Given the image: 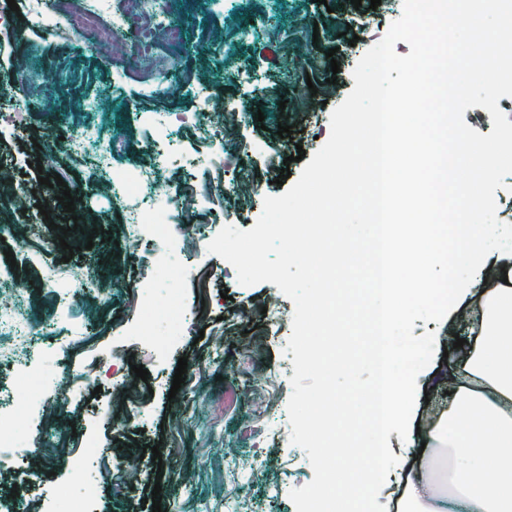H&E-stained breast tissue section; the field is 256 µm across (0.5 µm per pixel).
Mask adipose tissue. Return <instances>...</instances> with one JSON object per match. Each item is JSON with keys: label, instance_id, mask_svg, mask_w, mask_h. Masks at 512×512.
<instances>
[{"label": "adipose tissue", "instance_id": "ef3b65f1", "mask_svg": "<svg viewBox=\"0 0 512 512\" xmlns=\"http://www.w3.org/2000/svg\"><path fill=\"white\" fill-rule=\"evenodd\" d=\"M376 120V113L367 112L338 130L331 175L325 183L312 184L307 198L317 200L329 188L335 201H343L356 178L371 188L374 285L368 299L348 300L343 308L353 315L369 311L376 324L372 357L379 380L357 379L353 387L361 394L378 384L387 392L373 427L377 441L407 425L405 406L418 387L398 369L399 363L416 357V348L392 349L389 338L404 328L413 310L435 300L437 290L421 277V270L450 256L478 265V278L453 284L448 305L456 307L471 293L481 300L475 343L460 356L451 407L428 428L426 447L399 493L396 512H448L452 502L459 512H512V251L501 252L496 264L484 265L500 227L471 220L494 207L485 191L487 170L500 161L512 164V144L497 150L461 138L451 140L428 132L422 113L393 112L389 124L411 131L399 143L408 162L402 169L396 162H382L380 141L373 132ZM405 172L412 177L419 203L412 207L395 201L394 226L383 231L380 193L395 192ZM452 172L461 178L450 193L446 186ZM288 243L289 257L310 267L349 265L360 253L356 236L337 239L328 224L310 225L305 234L289 233Z\"/></svg>", "mask_w": 512, "mask_h": 512}]
</instances>
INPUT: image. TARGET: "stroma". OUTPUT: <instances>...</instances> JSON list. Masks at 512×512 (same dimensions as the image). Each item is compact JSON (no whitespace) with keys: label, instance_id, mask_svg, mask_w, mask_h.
Here are the masks:
<instances>
[{"label":"stroma","instance_id":"35a3bbf8","mask_svg":"<svg viewBox=\"0 0 512 512\" xmlns=\"http://www.w3.org/2000/svg\"><path fill=\"white\" fill-rule=\"evenodd\" d=\"M208 0L185 5L187 42L179 49L158 42L155 52L165 60L157 74L161 92L146 94L126 70L137 52L125 40L115 55L92 51L84 39L47 33L0 0V77L35 66L51 73L44 96L55 99V111L25 103L23 129H0V177L6 185L26 192L28 207L16 211L0 203V225L26 226L25 235L7 239L0 249L27 251L50 244L56 274L67 276L83 264L97 266L96 303L80 301L71 307L53 303L46 290L36 289L33 273H24L26 315L32 325L53 320L61 326H87L88 332L70 345L74 371L93 369L95 385L65 383L54 352L39 349L29 372L11 376L24 385L28 376L46 381L63 396L50 411L49 426L24 436L22 462L0 460V512H11L15 493L27 498L28 512H68V502L81 498L85 483L98 487L85 512H152V490L160 488L162 512H225L224 500L239 497L250 512H296L291 489L313 478L305 452L289 441L287 401L293 375L284 349L291 335L294 305L276 285L250 287L237 281L231 264L208 253L207 242L227 225L251 229L266 196H279L276 181L282 167L299 176L303 165L292 156L314 154L326 142L333 108L353 89L352 71L366 50L381 40L402 14V0H381L377 9L354 7L350 0H272L271 22H263L253 0H228L218 16L207 12ZM235 26L260 29L254 41L242 44L229 58L211 57L202 78L211 91L236 104L237 126L229 128L224 146L232 156L224 167L210 164L212 152L194 126L173 128L168 136L179 155L156 175L173 185L192 178L205 190V223L173 214L167 243L144 237L139 258H132L125 241L124 218L113 213L107 198L86 185L83 170L58 147V132L75 119L74 105L85 96L103 92L112 109L107 122L113 138L127 148L114 166L134 173L150 166V145L165 137L155 124L158 113L192 112L197 100L181 70L195 71L201 54L203 28ZM357 34L350 42L349 34ZM334 58H327L328 49ZM340 64L332 73L331 61ZM260 66L261 80L245 85L239 75ZM264 121H256V114ZM292 133L279 137V125ZM60 174L63 183H39L40 172ZM75 197L74 212L58 201L63 191ZM494 209L478 215L483 224H512V171L493 169L486 182ZM49 215H41L39 204ZM71 236H64V229ZM111 241H104L103 231ZM82 248L81 256L65 259L63 245ZM177 296L190 315L187 320L158 324L150 336H139L143 324L133 303L150 299L167 302ZM459 312L444 305L415 313L396 344L415 343L421 358L413 366L421 389L417 399L414 444L421 429L446 411L450 397L439 377L454 368L448 349L455 337L472 338L473 331ZM186 358L185 381L172 391L179 358ZM143 366L147 379L136 378ZM133 382L139 396L113 413L110 379ZM270 394L275 409L260 412L258 397ZM95 445L103 459L83 472L72 467L71 456ZM158 447L161 462L143 456L142 446ZM230 448L251 464L239 485L213 479V452Z\"/></svg>","mask_w":512,"mask_h":512}]
</instances>
